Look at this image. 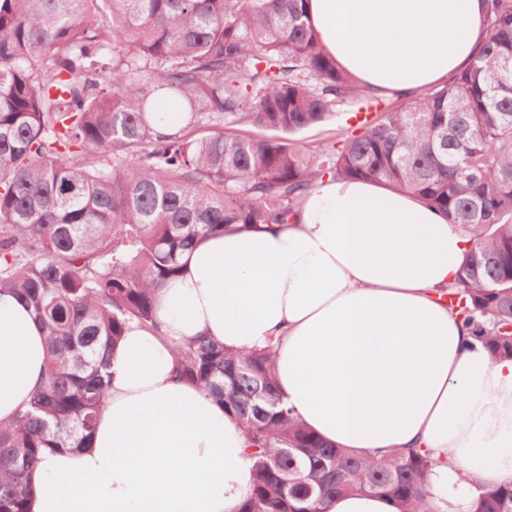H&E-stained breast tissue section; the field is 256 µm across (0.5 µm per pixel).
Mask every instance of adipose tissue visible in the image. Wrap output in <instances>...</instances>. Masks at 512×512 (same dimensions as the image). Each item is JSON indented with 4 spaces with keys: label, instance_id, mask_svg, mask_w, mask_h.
<instances>
[{
    "label": "adipose tissue",
    "instance_id": "adipose-tissue-1",
    "mask_svg": "<svg viewBox=\"0 0 512 512\" xmlns=\"http://www.w3.org/2000/svg\"><path fill=\"white\" fill-rule=\"evenodd\" d=\"M324 51L378 95L465 69L486 37L481 0H309ZM469 239L414 195L318 179L292 224L229 225L184 254L163 288L164 337L131 324L110 355L90 447L47 452L28 512H237L252 485L247 437L194 385L171 344L196 336L273 353L277 389L323 440L433 462L441 512L512 483V359H492L449 307ZM45 332L0 296V422L25 409Z\"/></svg>",
    "mask_w": 512,
    "mask_h": 512
}]
</instances>
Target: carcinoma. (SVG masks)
Segmentation results:
<instances>
[{
    "label": "carcinoma",
    "mask_w": 512,
    "mask_h": 512,
    "mask_svg": "<svg viewBox=\"0 0 512 512\" xmlns=\"http://www.w3.org/2000/svg\"><path fill=\"white\" fill-rule=\"evenodd\" d=\"M308 0H0V293L46 332L30 406L0 423V512H27L46 448H82L109 387V355L136 321L161 332L157 293L179 258L230 224H287L314 182H385L470 238L451 306L512 358V0H485L471 66L402 108L379 106L340 147L289 136L378 97L319 46ZM181 112L164 124L158 104ZM240 126L271 132L242 137ZM180 380L246 432L254 482L239 512H325L377 495L437 512L429 457L369 458L291 417L267 352L200 336L174 346ZM474 512H512V484Z\"/></svg>",
    "instance_id": "obj_1"
}]
</instances>
